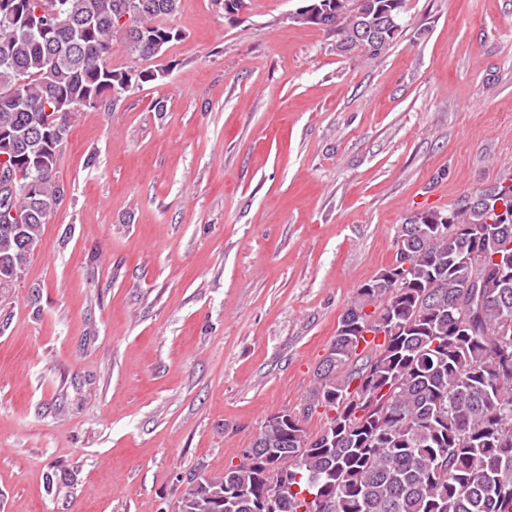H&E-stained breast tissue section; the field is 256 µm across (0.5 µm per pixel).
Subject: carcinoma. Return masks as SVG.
<instances>
[{
    "label": "carcinoma",
    "instance_id": "1",
    "mask_svg": "<svg viewBox=\"0 0 512 512\" xmlns=\"http://www.w3.org/2000/svg\"><path fill=\"white\" fill-rule=\"evenodd\" d=\"M293 19L336 32L341 51L379 55L405 0H305ZM178 0H0V289L15 285L65 197L62 147L82 108L112 105L157 79L112 67L119 47L141 61L181 33ZM505 210L496 212V202ZM393 267L357 289L315 373L309 401L270 417L224 473L193 475L177 512H512V184L408 216ZM483 283L484 302L468 285ZM374 306L367 313L368 306ZM372 337H366V334ZM314 435L305 421L317 408Z\"/></svg>",
    "mask_w": 512,
    "mask_h": 512
}]
</instances>
